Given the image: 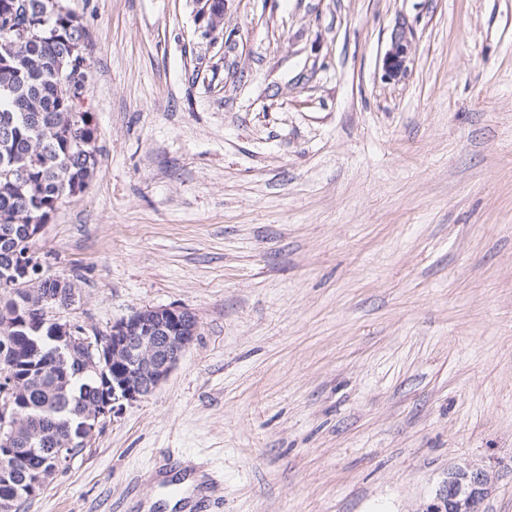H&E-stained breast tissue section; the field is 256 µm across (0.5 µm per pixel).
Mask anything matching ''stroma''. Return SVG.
I'll use <instances>...</instances> for the list:
<instances>
[{
	"mask_svg": "<svg viewBox=\"0 0 512 512\" xmlns=\"http://www.w3.org/2000/svg\"><path fill=\"white\" fill-rule=\"evenodd\" d=\"M98 172L39 248L53 318L190 310L198 337L26 512H139L159 462L208 512H428L495 465L512 512V0H62ZM415 62L382 59L397 24ZM224 0H197L200 4L199 18L207 21L209 30H217L224 17ZM411 40L405 27L397 29L391 38V46L383 58V78L388 81H400L409 71L411 63ZM162 467V470L186 469L187 473H189L188 478L192 475H196L198 477L197 484L192 487V490H188L187 492L180 484H174L170 487V489L173 490L172 495L180 498L182 502V509L184 511L200 512L204 507V504L210 501L213 496L222 494L221 497H223V483L215 478L205 477L202 474L194 472L187 467H182L173 461H168L163 464Z\"/></svg>",
	"mask_w": 512,
	"mask_h": 512,
	"instance_id": "stroma-1",
	"label": "stroma"
}]
</instances>
